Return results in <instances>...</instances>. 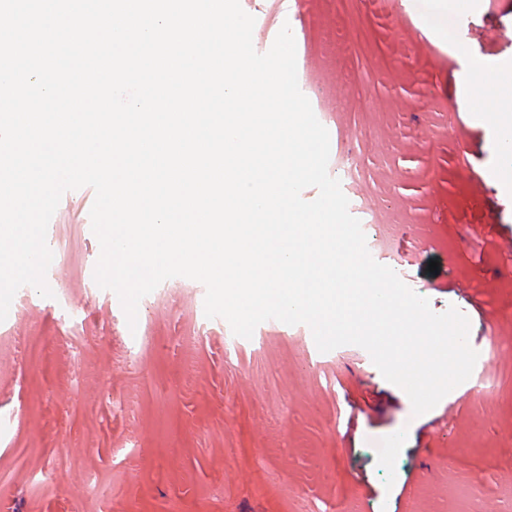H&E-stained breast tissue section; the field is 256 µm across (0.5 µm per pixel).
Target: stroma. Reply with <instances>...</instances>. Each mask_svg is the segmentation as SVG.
Segmentation results:
<instances>
[{
	"label": "stroma",
	"mask_w": 512,
	"mask_h": 512,
	"mask_svg": "<svg viewBox=\"0 0 512 512\" xmlns=\"http://www.w3.org/2000/svg\"><path fill=\"white\" fill-rule=\"evenodd\" d=\"M240 3L258 52L290 25L298 84H324L313 111L333 112L330 148L355 159L350 213L388 232L434 312L468 318L473 376L493 392L465 382L413 416L363 348L319 352L304 324L236 336L185 277L129 328L92 284L83 187L48 226L52 297L21 287L0 322V512H512V178L505 129L458 72L473 56L512 71V0H431L440 25L465 19L461 47L403 0Z\"/></svg>",
	"instance_id": "35a3bbf8"
}]
</instances>
